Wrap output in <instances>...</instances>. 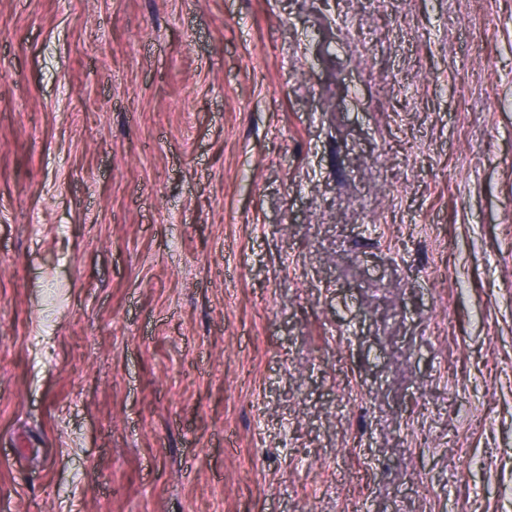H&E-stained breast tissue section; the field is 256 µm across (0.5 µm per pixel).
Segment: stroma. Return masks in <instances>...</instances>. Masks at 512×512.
Masks as SVG:
<instances>
[{
	"label": "stroma",
	"mask_w": 512,
	"mask_h": 512,
	"mask_svg": "<svg viewBox=\"0 0 512 512\" xmlns=\"http://www.w3.org/2000/svg\"><path fill=\"white\" fill-rule=\"evenodd\" d=\"M0 512H512V0H0Z\"/></svg>",
	"instance_id": "35a3bbf8"
}]
</instances>
